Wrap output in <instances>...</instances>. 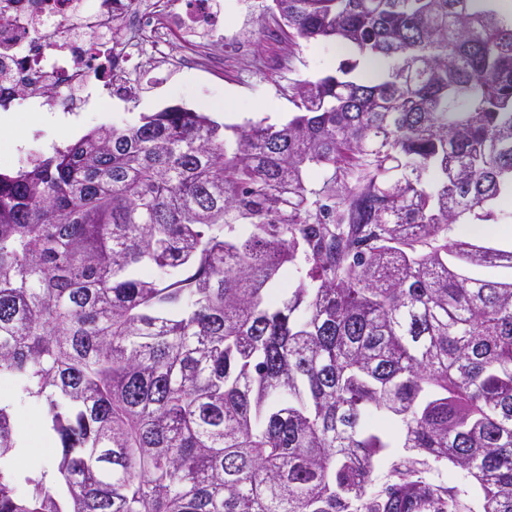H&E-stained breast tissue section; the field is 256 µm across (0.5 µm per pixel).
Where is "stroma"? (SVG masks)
<instances>
[{
	"instance_id": "obj_1",
	"label": "stroma",
	"mask_w": 512,
	"mask_h": 512,
	"mask_svg": "<svg viewBox=\"0 0 512 512\" xmlns=\"http://www.w3.org/2000/svg\"><path fill=\"white\" fill-rule=\"evenodd\" d=\"M269 0H214L224 14V36L244 34L239 54L200 70L178 62L162 79L150 83L136 100L113 98L108 112L95 110L76 114L72 138H79L105 123L137 124L141 115L171 106L209 114L227 125L266 120L281 125L291 118L295 106L292 86L300 80H315L335 73L342 60L330 41L304 42L290 48L287 40L271 36L261 21L262 5ZM58 141L29 112H0V170L14 172L21 159L51 154Z\"/></svg>"
}]
</instances>
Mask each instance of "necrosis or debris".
I'll return each instance as SVG.
<instances>
[{"instance_id": "4bbe7bcc", "label": "necrosis or debris", "mask_w": 512, "mask_h": 512, "mask_svg": "<svg viewBox=\"0 0 512 512\" xmlns=\"http://www.w3.org/2000/svg\"><path fill=\"white\" fill-rule=\"evenodd\" d=\"M223 26L212 0H0V109L136 99L142 70L174 64L172 39L200 67L224 55Z\"/></svg>"}]
</instances>
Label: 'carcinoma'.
I'll return each instance as SVG.
<instances>
[{"label": "carcinoma", "mask_w": 512, "mask_h": 512, "mask_svg": "<svg viewBox=\"0 0 512 512\" xmlns=\"http://www.w3.org/2000/svg\"><path fill=\"white\" fill-rule=\"evenodd\" d=\"M480 2L271 0L350 53L287 123L168 107L0 172V384L59 448L15 468L0 396V512H512V281L464 272L512 249L448 237L512 223ZM14 414L17 426L25 427L27 425L32 428L35 436H41L44 439L45 424L44 413L40 404L36 402L20 401L14 407Z\"/></svg>", "instance_id": "carcinoma-1"}]
</instances>
